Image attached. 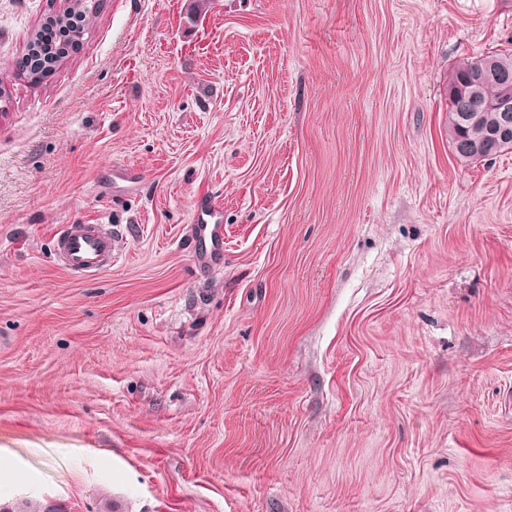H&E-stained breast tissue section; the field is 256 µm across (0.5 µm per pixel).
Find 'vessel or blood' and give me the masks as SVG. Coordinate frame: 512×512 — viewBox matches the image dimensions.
I'll use <instances>...</instances> for the list:
<instances>
[{"instance_id": "vessel-or-blood-1", "label": "vessel or blood", "mask_w": 512, "mask_h": 512, "mask_svg": "<svg viewBox=\"0 0 512 512\" xmlns=\"http://www.w3.org/2000/svg\"><path fill=\"white\" fill-rule=\"evenodd\" d=\"M200 265H209L214 252L224 246L223 208L215 201L194 214ZM63 267L71 275L85 277L112 265V235L96 224L66 225L56 239Z\"/></svg>"}]
</instances>
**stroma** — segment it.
Wrapping results in <instances>:
<instances>
[{"label":"stroma","mask_w":512,"mask_h":512,"mask_svg":"<svg viewBox=\"0 0 512 512\" xmlns=\"http://www.w3.org/2000/svg\"><path fill=\"white\" fill-rule=\"evenodd\" d=\"M196 5L103 0L0 88V501L512 512V152L444 132L512 0ZM56 7L0 0V71ZM68 224L111 269L59 265ZM196 235L199 243L198 260L206 267L213 253L224 248L223 208L216 201H209L194 214ZM100 224H68L56 239L63 267L85 277L112 266V234Z\"/></svg>","instance_id":"obj_1"}]
</instances>
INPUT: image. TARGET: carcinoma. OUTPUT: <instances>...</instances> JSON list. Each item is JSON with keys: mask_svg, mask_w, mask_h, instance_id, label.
Wrapping results in <instances>:
<instances>
[{"mask_svg": "<svg viewBox=\"0 0 512 512\" xmlns=\"http://www.w3.org/2000/svg\"><path fill=\"white\" fill-rule=\"evenodd\" d=\"M85 10V0H62V7L52 15L55 33L46 32L40 26L34 28L21 49L16 70L23 73L24 77L34 84L44 82L66 58L68 39L81 31V28L74 27V22L84 18ZM489 68H498L507 76H512V53L495 52L457 62L448 71L447 87L461 90L472 74ZM501 90L502 86L497 83L490 82L485 85L481 92L480 102L477 104L481 120L478 124L466 128L460 127L458 120L462 99L448 97L446 135L451 151H456V145L464 139L478 140L482 138L486 129L496 123L498 113L486 107V102L496 99Z\"/></svg>", "mask_w": 512, "mask_h": 512, "instance_id": "carcinoma-1", "label": "carcinoma"}]
</instances>
